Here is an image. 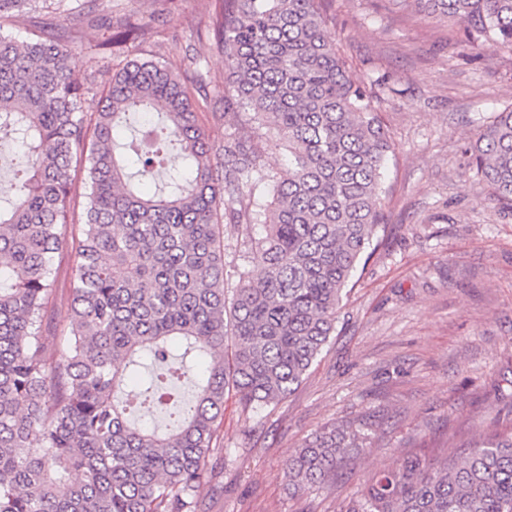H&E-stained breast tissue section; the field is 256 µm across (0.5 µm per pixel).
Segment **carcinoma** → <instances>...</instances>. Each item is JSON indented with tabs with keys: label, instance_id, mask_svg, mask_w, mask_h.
I'll use <instances>...</instances> for the list:
<instances>
[{
	"label": "carcinoma",
	"instance_id": "carcinoma-1",
	"mask_svg": "<svg viewBox=\"0 0 512 512\" xmlns=\"http://www.w3.org/2000/svg\"><path fill=\"white\" fill-rule=\"evenodd\" d=\"M0 0V27L26 18L23 46L0 35V138L16 148L14 197H0V512H199L208 459L223 454L224 395L261 412L290 396L336 332L346 289L383 223L395 145L372 95L324 36L326 0H216L214 45L259 132L200 121L206 75L134 56L113 70L99 112H82L70 67L89 15L68 38ZM438 15L460 46L512 53V0H388ZM146 31L112 38L136 48ZM274 144L286 173L266 169ZM469 164L512 209V107L468 148ZM89 192L70 208L71 165ZM75 247L63 350L48 307L66 225ZM244 264L228 284L226 225ZM263 227L254 237L249 229ZM367 436L323 428L288 458L292 495L332 483ZM78 471L69 483L65 473ZM340 512H512V431L457 451H415L372 472Z\"/></svg>",
	"mask_w": 512,
	"mask_h": 512
}]
</instances>
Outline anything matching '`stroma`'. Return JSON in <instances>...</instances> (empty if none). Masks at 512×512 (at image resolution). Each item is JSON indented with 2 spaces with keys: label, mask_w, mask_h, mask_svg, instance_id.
I'll use <instances>...</instances> for the list:
<instances>
[{
  "label": "stroma",
  "mask_w": 512,
  "mask_h": 512,
  "mask_svg": "<svg viewBox=\"0 0 512 512\" xmlns=\"http://www.w3.org/2000/svg\"><path fill=\"white\" fill-rule=\"evenodd\" d=\"M99 26L82 31L71 65L99 107L108 73L87 46L119 19L148 25L153 59L202 69L211 105L233 88L224 55L197 33L207 0H94ZM326 35L372 94L395 142L384 223L348 287L336 334L284 402L255 413L224 399V458L208 462L202 512H339L373 468L442 438L466 444L490 422L512 425V210L469 166L467 149L494 112L512 106V54L461 50L446 22L391 13L376 0H328ZM75 244L54 257L50 306L61 334L75 276ZM370 439L331 486L288 495L285 465L303 439L328 424Z\"/></svg>",
  "instance_id": "35a3bbf8"
}]
</instances>
